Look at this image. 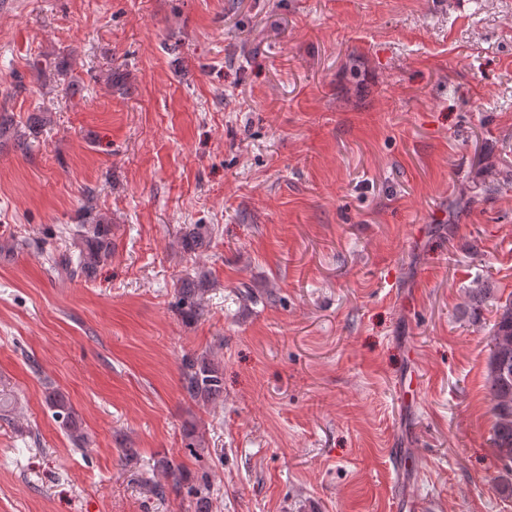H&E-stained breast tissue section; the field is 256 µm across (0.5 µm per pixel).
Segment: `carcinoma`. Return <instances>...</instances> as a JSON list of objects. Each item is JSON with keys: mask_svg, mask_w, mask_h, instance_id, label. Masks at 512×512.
Segmentation results:
<instances>
[{"mask_svg": "<svg viewBox=\"0 0 512 512\" xmlns=\"http://www.w3.org/2000/svg\"><path fill=\"white\" fill-rule=\"evenodd\" d=\"M45 123L46 117L32 114L28 117L27 131L21 133L15 127L13 114L0 111V136L4 134L13 138L16 148L25 154L31 146L29 136H37ZM84 209L87 221L77 225L73 231L76 251L51 255L47 259L49 271L64 273L71 280L91 278L97 268L112 257V225L93 215L94 193L91 190L84 192ZM206 233L205 225H190L184 233V246L189 250L195 249L203 244ZM208 286L205 273L181 282L177 288L176 306L183 316L197 319L204 315L201 300ZM488 382L492 399V448L506 473L512 475V301L496 306L488 358ZM182 388L189 399L207 404L223 393V374L208 355L187 356L182 362ZM45 403L72 445L87 447L89 436L77 424L75 412L66 396L49 384L45 390ZM210 489L206 472L202 473L197 484L190 486L189 496L195 500L197 512H202Z\"/></svg>", "mask_w": 512, "mask_h": 512, "instance_id": "obj_1", "label": "carcinoma"}]
</instances>
